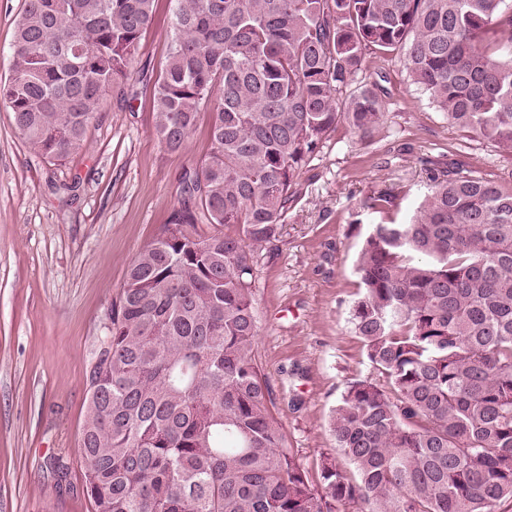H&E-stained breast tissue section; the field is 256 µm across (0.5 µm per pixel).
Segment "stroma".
<instances>
[{
    "instance_id": "1",
    "label": "stroma",
    "mask_w": 512,
    "mask_h": 512,
    "mask_svg": "<svg viewBox=\"0 0 512 512\" xmlns=\"http://www.w3.org/2000/svg\"><path fill=\"white\" fill-rule=\"evenodd\" d=\"M171 8L156 0L127 95L100 101L65 161L30 151L0 107V512H93L78 446L99 340L128 265L162 233L182 174L209 147L203 123L180 152L153 133ZM358 79L376 86L383 124L368 135L339 126L304 168L277 247L255 250V357L313 474L334 447L330 414L347 383L374 374L349 322L360 293L350 224L409 218L434 162L462 161L512 188V152L453 126L403 61L367 58ZM381 192L395 197L385 215L366 207Z\"/></svg>"
}]
</instances>
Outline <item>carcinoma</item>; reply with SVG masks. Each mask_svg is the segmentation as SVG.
Segmentation results:
<instances>
[{"label": "carcinoma", "mask_w": 512, "mask_h": 512, "mask_svg": "<svg viewBox=\"0 0 512 512\" xmlns=\"http://www.w3.org/2000/svg\"><path fill=\"white\" fill-rule=\"evenodd\" d=\"M154 133L208 152L128 266L89 375L79 450L94 512H496L512 503V189L432 168L407 224L362 235L351 323L384 379L348 383L319 482L254 355L253 245L279 240L303 167L383 116L367 57L404 60L448 120L512 151L506 0H170ZM155 0H24L0 105L29 149L80 151ZM341 455L352 471L336 459Z\"/></svg>", "instance_id": "carcinoma-1"}]
</instances>
